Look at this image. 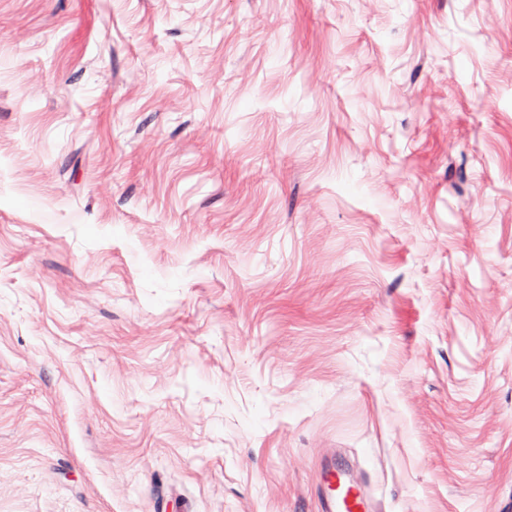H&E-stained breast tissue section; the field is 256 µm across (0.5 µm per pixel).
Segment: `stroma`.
Instances as JSON below:
<instances>
[{
	"label": "stroma",
	"instance_id": "1",
	"mask_svg": "<svg viewBox=\"0 0 512 512\" xmlns=\"http://www.w3.org/2000/svg\"><path fill=\"white\" fill-rule=\"evenodd\" d=\"M512 500V0H0V512ZM336 483L348 489L343 498L336 496ZM321 512H374L365 486L350 477L347 470L336 462L327 464L320 472Z\"/></svg>",
	"mask_w": 512,
	"mask_h": 512
}]
</instances>
